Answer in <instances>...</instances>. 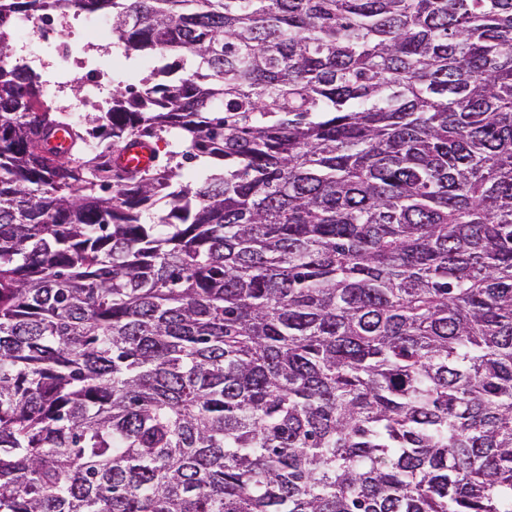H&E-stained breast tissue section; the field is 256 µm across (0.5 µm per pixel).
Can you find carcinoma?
<instances>
[{
  "label": "carcinoma",
  "mask_w": 512,
  "mask_h": 512,
  "mask_svg": "<svg viewBox=\"0 0 512 512\" xmlns=\"http://www.w3.org/2000/svg\"><path fill=\"white\" fill-rule=\"evenodd\" d=\"M0 512H512V0H0ZM53 28L54 23L52 25L47 23L41 15L26 16L18 19L14 24L13 36L11 43L6 49V53L21 56L19 52L23 51V48L32 40H37L46 56L52 59V53L60 52L59 45L53 41L50 35ZM37 42L30 44L23 54L29 61L28 64L42 75V83L47 99H54L53 97H56L54 100L59 101L61 104L68 105L71 102L85 97L86 90L87 95L100 93L101 87L99 80L95 78L93 70H86L80 74L75 73L71 76L74 77V79H79L84 82L86 90L83 89L80 94H75L72 90L74 84L65 86L64 88L58 87L55 83L60 81V78L53 71V68L50 65L44 64L43 61H39L37 58V55L41 52ZM66 25L69 28H80L83 29L81 33H76L69 30V36L62 38L57 33L53 34V37L58 42L69 43L74 48H81L83 45L87 43L98 44L95 35L90 31H86L85 29H93L96 33L98 41L107 42L109 37V28L110 26L105 25H97L94 24L91 20L82 16H71L66 20ZM107 46V43H102ZM109 46V45H108ZM112 49L110 52V64H108V53L107 51ZM108 50L101 51H90V65L92 68L99 69L104 71L105 73H109L110 83L107 84V91L109 89H115L117 87H121L122 89L125 86L130 84H137L138 79L143 75H146L152 68L160 67L166 63H172L175 57H167L163 59L159 54L155 53H134L129 57H126L123 49L109 46ZM113 52H117L124 56V67L121 69H114L113 67H119L121 65L120 60L117 56L112 54ZM126 57V58H125ZM110 68L112 69V75L110 73Z\"/></svg>",
  "instance_id": "obj_1"
}]
</instances>
